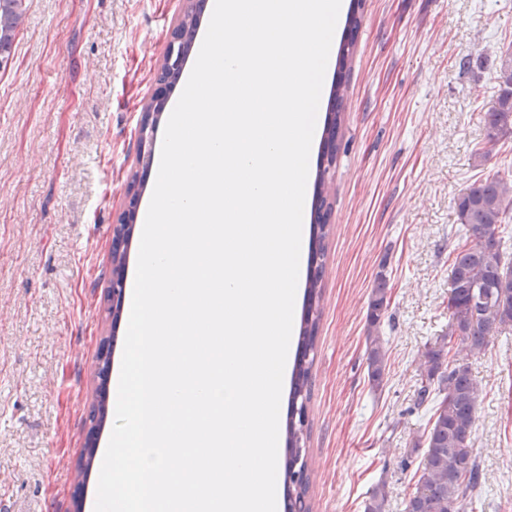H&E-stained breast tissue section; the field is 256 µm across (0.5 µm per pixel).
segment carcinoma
Instances as JSON below:
<instances>
[{
	"instance_id": "cac0c4a2",
	"label": "carcinoma",
	"mask_w": 512,
	"mask_h": 512,
	"mask_svg": "<svg viewBox=\"0 0 512 512\" xmlns=\"http://www.w3.org/2000/svg\"><path fill=\"white\" fill-rule=\"evenodd\" d=\"M363 0H352L345 19L348 39L336 56V78L329 97L332 117L324 122L322 142L328 152L321 155L316 171V196L311 206V256L305 282V303L300 319L296 358L288 392L285 424L288 456L283 471L288 482V512H311L307 494L308 403L311 399L313 353L319 331L322 283L326 274V240L330 232L327 197L331 169L341 148V111L346 96L344 76L350 70L360 27L359 8ZM26 11L25 0H0V61H9ZM197 15L185 16L180 41L183 55L194 47ZM485 63L495 69L499 90L494 105L485 112V140L490 148L479 153L485 159L493 146L512 126V53H502ZM458 220L465 227L460 241L449 255L448 332L429 344L420 365L415 402L429 413L423 432L414 440L410 453L421 459L414 472V487L404 501V512H465L473 508L481 491L480 463L471 448L482 389L471 366L459 359L462 351L472 356L484 353L494 337L512 328V259L501 250L502 225L512 218V182L496 177L476 180L455 201ZM391 284L386 273H377L368 302L366 370L370 385H383L388 362L386 342L380 327L389 307ZM98 379L89 414L86 444L78 464L73 502L80 512L86 476L97 459L96 437L106 414L107 386L112 370V340L104 338L96 354ZM386 484L370 492L364 512H385Z\"/></svg>"
}]
</instances>
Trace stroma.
Returning a JSON list of instances; mask_svg holds the SVG:
<instances>
[{
    "instance_id": "1",
    "label": "stroma",
    "mask_w": 512,
    "mask_h": 512,
    "mask_svg": "<svg viewBox=\"0 0 512 512\" xmlns=\"http://www.w3.org/2000/svg\"><path fill=\"white\" fill-rule=\"evenodd\" d=\"M191 0H27L0 69V512H73L77 465L112 327V226L138 172L140 121L173 26ZM332 170L329 275L312 370V512H364L386 483L403 512L424 428L414 407L427 343L448 330L456 198L512 179V136L487 158L492 69L512 53V0H364ZM385 270V383L368 382L367 308ZM483 393L472 446L475 512H512V329L472 358Z\"/></svg>"
}]
</instances>
